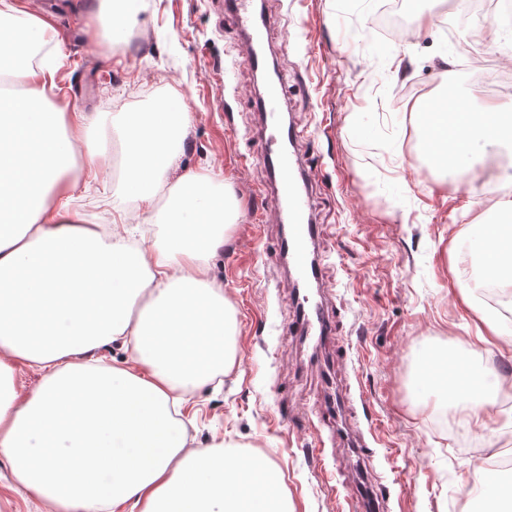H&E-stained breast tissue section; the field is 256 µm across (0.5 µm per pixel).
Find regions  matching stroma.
Instances as JSON below:
<instances>
[{
  "mask_svg": "<svg viewBox=\"0 0 512 512\" xmlns=\"http://www.w3.org/2000/svg\"><path fill=\"white\" fill-rule=\"evenodd\" d=\"M54 30L47 56L57 67V101L95 113L114 133L123 112H147L181 95L192 124L179 173L213 172L232 187L240 223L210 259L208 276L223 285L237 316L235 363L181 405L196 448L226 442L266 454L282 472L294 512H360V488L381 497L383 512H458L460 500L503 482L493 454L512 448V346L479 342L493 311L466 277L479 225L497 214L493 189L466 176L465 160L447 170L423 149L408 154L403 137L417 107L407 88L439 99V87L481 106L459 44L489 19L466 0H406L411 28L386 46L370 26L376 0H255L269 17L265 50L282 86V111L305 131L298 156L312 176V207L322 232L321 284L330 294L335 341L309 354L290 333L291 274L280 248L283 226L258 222L255 188L268 184L252 162L263 118L258 72L224 0H141L122 39L102 47L98 0H18ZM122 183L104 154L84 175L75 204L94 224L112 213L100 203ZM460 346L465 365L482 370L500 398L485 410L457 408L456 425L437 430L433 416L451 405L446 387L419 391L413 369L438 345ZM342 403V423L372 443L371 467L358 463L332 428L317 426L320 408ZM0 512H55L28 497L0 457Z\"/></svg>",
  "mask_w": 512,
  "mask_h": 512,
  "instance_id": "stroma-1",
  "label": "stroma"
}]
</instances>
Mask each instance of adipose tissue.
<instances>
[{
    "label": "adipose tissue",
    "instance_id": "1",
    "mask_svg": "<svg viewBox=\"0 0 512 512\" xmlns=\"http://www.w3.org/2000/svg\"><path fill=\"white\" fill-rule=\"evenodd\" d=\"M53 38L38 16L0 0V46L10 47L0 75L23 86L0 95V456L57 512H293L270 459L224 444L187 449L178 417L179 394L234 364L232 306L203 272L241 219L238 201L196 173L171 183L164 237L107 236L88 223L72 206L73 168L96 169L106 145L89 136L91 114L50 102L56 71L26 54ZM189 126L182 103L122 114L120 216L153 204ZM462 128L463 153L480 164L512 141V106L434 113L426 136L448 143ZM115 343L139 372L98 356ZM19 361L43 374L23 400L11 384Z\"/></svg>",
    "mask_w": 512,
    "mask_h": 512
}]
</instances>
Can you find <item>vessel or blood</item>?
Returning a JSON list of instances; mask_svg holds the SVG:
<instances>
[{"label":"vessel or blood","mask_w":512,"mask_h":512,"mask_svg":"<svg viewBox=\"0 0 512 512\" xmlns=\"http://www.w3.org/2000/svg\"><path fill=\"white\" fill-rule=\"evenodd\" d=\"M253 0H226V6L247 38L246 55L253 69H261L266 60L256 40L268 27L264 13L256 11ZM265 116L264 135L257 153L258 160L268 169L278 172V189L273 204L281 218L288 222V235L281 249L288 256L293 270L292 321L296 336L319 348L332 340L333 323L328 313V301L320 286V270L316 259L319 227L312 217V204L305 186L307 174L298 159L289 151L299 143L303 131L295 124H282L281 98L278 88H270L258 102Z\"/></svg>","instance_id":"vessel-or-blood-1"}]
</instances>
